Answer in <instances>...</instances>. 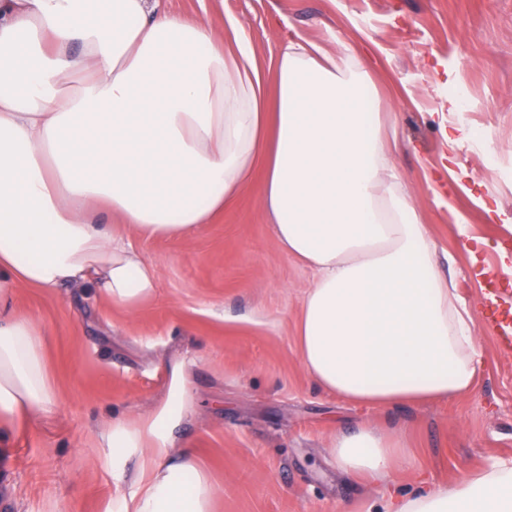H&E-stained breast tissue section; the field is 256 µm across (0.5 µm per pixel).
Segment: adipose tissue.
<instances>
[{"mask_svg":"<svg viewBox=\"0 0 512 512\" xmlns=\"http://www.w3.org/2000/svg\"><path fill=\"white\" fill-rule=\"evenodd\" d=\"M228 19L161 0H0V433L46 414L57 393L43 334L17 290L67 286L136 310L157 291L137 237L195 234L263 164L262 203L282 252L314 280L301 306L302 364L360 407L469 393L480 371L469 309L437 265L419 210L397 184L366 73L317 44L288 43L277 110L249 42ZM119 227L99 222L101 211ZM147 413L112 421L103 466L138 458L118 512H211L216 488L175 431L193 406L184 362ZM338 467L385 477L404 460L393 432L364 425L331 443ZM384 512H512V461L454 492H390Z\"/></svg>","mask_w":512,"mask_h":512,"instance_id":"adipose-tissue-1","label":"adipose tissue"}]
</instances>
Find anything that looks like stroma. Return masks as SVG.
Masks as SVG:
<instances>
[{"label":"stroma","mask_w":512,"mask_h":512,"mask_svg":"<svg viewBox=\"0 0 512 512\" xmlns=\"http://www.w3.org/2000/svg\"><path fill=\"white\" fill-rule=\"evenodd\" d=\"M186 17H234L257 58L288 42L364 63L396 145L391 165L437 246L439 267L474 317L483 366L450 400L361 408L319 390L299 354L298 317L313 281L284 255L251 184L192 237H141L156 296L128 311L79 288L23 287L15 310L42 331L57 405L19 418L0 467V512H106L136 493L100 464L109 419L161 400L172 360H190L194 411L176 431L218 489L213 512H377L383 487L337 468L329 444L367 424L399 432L400 491L451 489L512 459V354L497 347L486 277H512V0H166ZM461 110L447 114L448 99ZM460 128L448 146L449 126ZM463 188L438 190L443 154ZM488 241L478 264L469 238Z\"/></svg>","instance_id":"obj_1"}]
</instances>
